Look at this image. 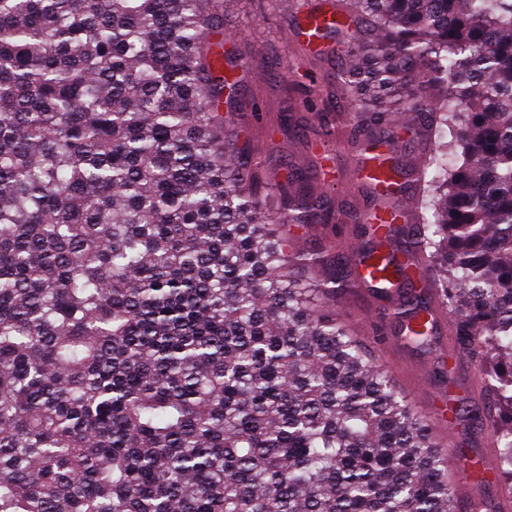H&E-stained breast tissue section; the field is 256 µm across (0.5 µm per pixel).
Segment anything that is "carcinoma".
<instances>
[{
  "label": "carcinoma",
  "instance_id": "cac0c4a2",
  "mask_svg": "<svg viewBox=\"0 0 512 512\" xmlns=\"http://www.w3.org/2000/svg\"><path fill=\"white\" fill-rule=\"evenodd\" d=\"M223 13L0 0V512H456L430 420L336 313L348 257L291 245L337 209L292 203L310 171L256 185ZM350 16L383 33L344 46L351 112L429 116L397 248L438 272L512 487V0H352L308 11V43ZM429 307L380 315L419 346Z\"/></svg>",
  "mask_w": 512,
  "mask_h": 512
}]
</instances>
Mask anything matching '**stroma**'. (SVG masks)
Returning <instances> with one entry per match:
<instances>
[{
    "instance_id": "35a3bbf8",
    "label": "stroma",
    "mask_w": 512,
    "mask_h": 512,
    "mask_svg": "<svg viewBox=\"0 0 512 512\" xmlns=\"http://www.w3.org/2000/svg\"><path fill=\"white\" fill-rule=\"evenodd\" d=\"M321 3L343 7L346 0H226L224 26L234 33L225 42V56L245 54L246 68L237 72L236 93L225 103L224 113L231 118L241 139L261 153L267 166L259 178L278 179L281 163L316 171L311 189L291 188L293 203L301 204L309 196H324L341 210L364 211L379 205V197L349 166H342L335 182L323 179L326 155L323 143L322 115L342 121L348 91L338 80L339 71L349 60L339 52V36L325 40L322 47L310 48L297 27V20L308 6ZM294 119L290 131H279L282 114ZM397 152L385 160L402 174L404 190L417 194L420 186L410 177L416 161L429 153L432 143L424 122H416L404 137ZM380 302L373 294L345 293L336 299V310L353 335L366 342L376 364L387 369L399 391L412 400L427 401L432 394L455 386L465 393L464 406L485 410L493 405L489 389L474 372L468 355L455 343L453 323H439L424 347L406 345L394 322L372 321ZM450 361V378L439 377L438 367ZM443 453L456 457L458 451L482 453L495 449L489 428L462 419L453 435L441 440Z\"/></svg>"
}]
</instances>
